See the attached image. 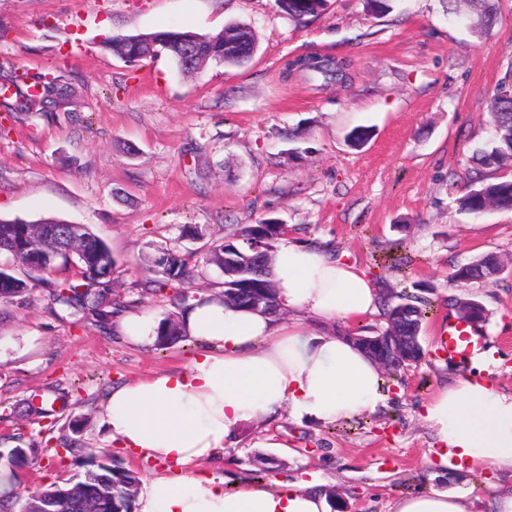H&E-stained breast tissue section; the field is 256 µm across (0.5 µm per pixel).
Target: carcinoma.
Here are the masks:
<instances>
[{
  "label": "carcinoma",
  "instance_id": "obj_1",
  "mask_svg": "<svg viewBox=\"0 0 512 512\" xmlns=\"http://www.w3.org/2000/svg\"><path fill=\"white\" fill-rule=\"evenodd\" d=\"M326 2L328 0H277L280 10L296 20L320 15L326 9ZM468 3L476 16L472 25L475 32L489 30L496 24L498 0H468ZM103 47L132 66L165 55L181 71L194 72L210 63L239 67L250 62L257 51V36L250 25L236 23L216 43L194 32L167 30L114 36L107 39ZM77 96V88L66 81L65 76H46L37 93L15 84V99L6 107L14 112H59L74 103ZM490 120L493 138L469 156L476 179L457 199L458 209L470 214H481L488 209L512 210V176L499 173L512 161V90L501 89L492 97ZM484 170L496 171L498 175L489 180L482 174ZM38 223L66 225L65 221L54 217L41 218L35 224L22 219H0V236L4 234L10 239V243L0 246V254L5 253L28 268L20 278L9 267L0 265V301L23 304L34 284L47 283L52 303L68 311L75 322L83 321L90 313L96 317L100 328H106L112 315L109 285L116 264L112 251L86 226L78 242L67 251L52 241L37 237ZM256 234L264 236L271 251L274 243L285 234V229L274 221L248 224L225 235L220 242L212 243L211 263L224 273L223 299L228 305L250 310L252 298L266 295L265 284L272 276L271 270L257 263L253 272L241 268L244 239ZM34 251L45 255V263L39 268L29 267V255ZM66 265L78 270L80 280L56 283L48 279L57 267ZM500 265L498 256L487 252L457 266L451 280L462 285L489 278L499 273ZM153 267L155 278L147 282L148 293L160 292L176 281L182 284L190 282L187 263L180 258L169 260L162 255L153 261ZM401 311L411 314L405 320L406 325L424 327L426 302L421 297L405 289L395 293L394 301L385 308L387 325L396 322ZM185 339L177 315L169 314L158 321L156 345L167 346ZM76 449L87 459L83 476L76 481H57L28 494L22 508L26 512H134L140 488L138 473L83 443H70L66 451L71 453Z\"/></svg>",
  "mask_w": 512,
  "mask_h": 512
}]
</instances>
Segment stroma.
Wrapping results in <instances>:
<instances>
[{"mask_svg": "<svg viewBox=\"0 0 512 512\" xmlns=\"http://www.w3.org/2000/svg\"><path fill=\"white\" fill-rule=\"evenodd\" d=\"M499 23L471 32L473 16H448L443 0H397L370 14L364 0H329L301 24L276 0H0V81L65 74L82 89L66 112L0 109V218L56 217L87 225L116 259L112 298L128 313L177 312L172 288L149 294L154 257L186 258L191 295H219L224 276L207 261L227 228L273 219L285 238L363 269L380 292L414 288L428 302L426 355L388 379L375 411L320 425L281 415L242 425L208 469L225 489L246 481L327 483L343 512H392L430 489L469 494L490 512L512 474L441 466L423 407L470 373L437 345L450 301L474 294L487 310L483 349L499 363L495 385L512 390V277L464 287L453 267L485 252L512 259V212H459L468 147L490 139V100L512 87V0ZM252 26L258 52L242 67L187 75L167 57L132 66L102 47L115 35L162 29L215 34ZM346 64L332 82L294 70L290 58ZM370 130L351 147L354 128ZM196 341L132 345L77 323L46 289L27 304L0 302V451L36 446L31 488L80 474L62 457L77 438L120 458L142 481L163 463L117 446L102 404L112 387L184 369ZM42 395L51 414L27 412ZM275 458L269 472L255 455Z\"/></svg>", "mask_w": 512, "mask_h": 512, "instance_id": "35a3bbf8", "label": "stroma"}]
</instances>
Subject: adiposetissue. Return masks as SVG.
<instances>
[{"label": "adipose tissue", "instance_id": "adipose-tissue-1", "mask_svg": "<svg viewBox=\"0 0 512 512\" xmlns=\"http://www.w3.org/2000/svg\"><path fill=\"white\" fill-rule=\"evenodd\" d=\"M282 309L321 321L374 314L379 293L354 266L321 249L289 242L272 256ZM201 349L186 369L112 388L103 402L113 441L176 467L139 495L137 512H331L325 493L298 482H245L224 489L200 471L248 420L288 412L297 421L333 424L384 401L381 369L346 338L305 329L209 298L181 319ZM475 374L441 387L424 408L442 465L512 471V392L499 390L479 357ZM197 472H190V465ZM464 495L430 490L399 500L393 512H471Z\"/></svg>", "mask_w": 512, "mask_h": 512}]
</instances>
